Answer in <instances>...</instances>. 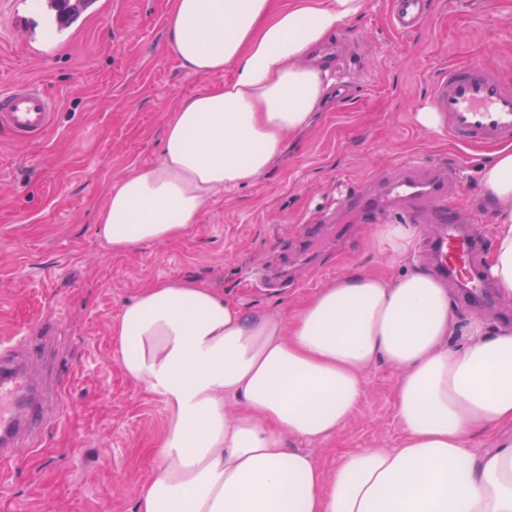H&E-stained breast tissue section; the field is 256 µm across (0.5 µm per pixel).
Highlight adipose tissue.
Returning a JSON list of instances; mask_svg holds the SVG:
<instances>
[{
	"instance_id": "obj_1",
	"label": "adipose tissue",
	"mask_w": 512,
	"mask_h": 512,
	"mask_svg": "<svg viewBox=\"0 0 512 512\" xmlns=\"http://www.w3.org/2000/svg\"><path fill=\"white\" fill-rule=\"evenodd\" d=\"M367 0H170L168 49L227 80L185 96L158 162L117 178L97 233L113 251L184 236L218 191L256 181L288 135L308 128L328 74L308 52ZM496 234L488 270L512 291V146L485 168ZM464 330L459 345L450 338ZM126 376L162 395L167 419L138 512H512V326L460 323L448 288L421 270L357 272L313 295L290 324L248 317L185 278L144 288L113 329ZM384 360L402 372L404 437L354 448L333 471L304 448L335 436ZM243 412L228 417L225 397ZM302 440L283 445L284 436Z\"/></svg>"
}]
</instances>
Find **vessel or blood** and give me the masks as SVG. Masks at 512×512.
<instances>
[{"label":"vessel or blood","instance_id":"obj_1","mask_svg":"<svg viewBox=\"0 0 512 512\" xmlns=\"http://www.w3.org/2000/svg\"><path fill=\"white\" fill-rule=\"evenodd\" d=\"M431 0H392L390 22L400 33L419 30L431 11ZM432 111L445 121L449 136L465 145L512 142V83L490 66L473 62L449 65L433 82ZM55 101L34 81H19L0 88V126L21 141L40 138L49 128ZM428 205L439 226L424 252L439 277L456 281L457 299L465 307L488 302L490 280L481 261L486 236L481 226L462 227L457 221L455 183L440 169L416 173L406 167L385 179L361 187L343 204L356 222L383 224L395 216L417 220L418 204ZM335 220L303 225L294 261L308 260L317 245L333 241ZM42 411L29 397L21 362L13 349L0 348V465L10 462L20 439H35L42 427Z\"/></svg>","mask_w":512,"mask_h":512}]
</instances>
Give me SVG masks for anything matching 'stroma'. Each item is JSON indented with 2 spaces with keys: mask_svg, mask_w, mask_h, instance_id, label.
Listing matches in <instances>:
<instances>
[{
  "mask_svg": "<svg viewBox=\"0 0 512 512\" xmlns=\"http://www.w3.org/2000/svg\"><path fill=\"white\" fill-rule=\"evenodd\" d=\"M14 2L0 0V85L38 80L57 108L38 141H15L0 128V343L25 356L22 332L47 315L55 321L50 360L35 366L45 429L36 446L16 448L12 473L0 478V512H138L166 407L113 357L112 326L123 306L156 281L186 278L246 314L287 322L320 288L351 273L427 269L420 244L438 227L424 210L410 227L407 255L382 241V225L350 223L334 246L294 266L292 288L269 290L248 278L292 252L305 221L338 211L362 183L412 161L453 168L463 221L489 212L481 177L493 147L461 146L423 129L415 115L436 73L455 62L493 66L512 80V0H432L427 25L410 34L391 27L389 0H368L338 31L351 62L336 72L347 101L320 107L307 130L286 137L263 177L215 194L184 237L122 253L97 236L113 179L156 162L179 101L216 78L186 72L169 53V0H99L100 14L58 36L47 58L30 54L12 22ZM365 377L352 417L310 446L326 470L349 449L401 443L400 370L379 361Z\"/></svg>",
  "mask_w": 512,
  "mask_h": 512,
  "instance_id": "stroma-1",
  "label": "stroma"
}]
</instances>
